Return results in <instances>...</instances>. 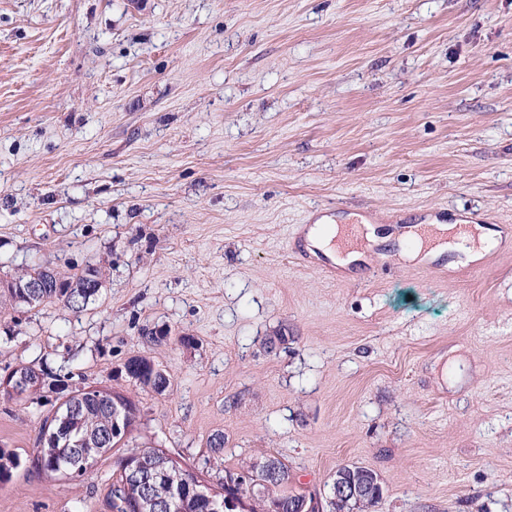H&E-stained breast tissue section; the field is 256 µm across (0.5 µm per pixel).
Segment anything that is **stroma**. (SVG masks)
<instances>
[{"label":"stroma","instance_id":"stroma-1","mask_svg":"<svg viewBox=\"0 0 512 512\" xmlns=\"http://www.w3.org/2000/svg\"><path fill=\"white\" fill-rule=\"evenodd\" d=\"M345 207L498 246L394 238L333 280L294 253ZM40 264L105 275L78 311L1 308L0 375L123 393L202 478L220 432L224 468L276 457L296 492L357 464L371 512H512V0H0V272ZM56 407L0 395V512H112L116 452L34 465ZM433 231L427 237L429 249L423 254L424 258L437 257L448 251H458L465 255L467 260L477 259L481 256V252L489 249L491 242L495 241V234L493 231L484 227L476 225L474 229L470 230L466 236L470 246L465 247L458 245L449 240L452 237V232L457 228L459 241L463 242L464 238L461 235L467 232L469 224H431ZM448 233V241L446 240ZM129 367L135 366V370L130 371L131 377L143 388H150L154 391H162L165 384L168 382V377L163 371L156 372L153 369L154 362L146 356L137 355L133 356L128 361Z\"/></svg>","mask_w":512,"mask_h":512}]
</instances>
